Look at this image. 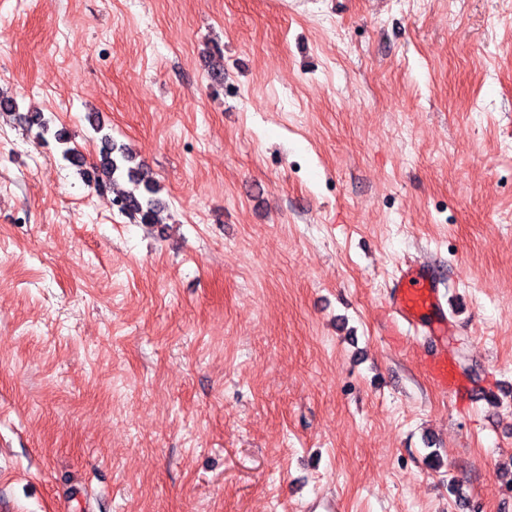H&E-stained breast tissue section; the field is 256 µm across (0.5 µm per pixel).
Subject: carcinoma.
<instances>
[{
    "instance_id": "carcinoma-1",
    "label": "carcinoma",
    "mask_w": 512,
    "mask_h": 512,
    "mask_svg": "<svg viewBox=\"0 0 512 512\" xmlns=\"http://www.w3.org/2000/svg\"><path fill=\"white\" fill-rule=\"evenodd\" d=\"M22 119L28 129L36 130V138H54L59 145L62 160H72L73 148L69 146V135L65 130L54 128L51 119L38 110L23 114ZM94 131L99 135L101 143L97 166L104 177L103 183H112L119 179L127 181L131 188L125 191L122 210L140 224L158 223L160 188L156 180L142 166H132V153L124 144L117 142L111 133L104 131L102 125H94Z\"/></svg>"
}]
</instances>
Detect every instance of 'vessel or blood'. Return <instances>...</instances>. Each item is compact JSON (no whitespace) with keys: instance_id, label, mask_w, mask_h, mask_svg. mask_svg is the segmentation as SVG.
Instances as JSON below:
<instances>
[{"instance_id":"1","label":"vessel or blood","mask_w":512,"mask_h":512,"mask_svg":"<svg viewBox=\"0 0 512 512\" xmlns=\"http://www.w3.org/2000/svg\"><path fill=\"white\" fill-rule=\"evenodd\" d=\"M441 280L435 267L414 265L402 269L389 293L390 308L400 320L423 333L431 356L428 373L444 393L463 391L455 359L448 351V312L441 301Z\"/></svg>"}]
</instances>
